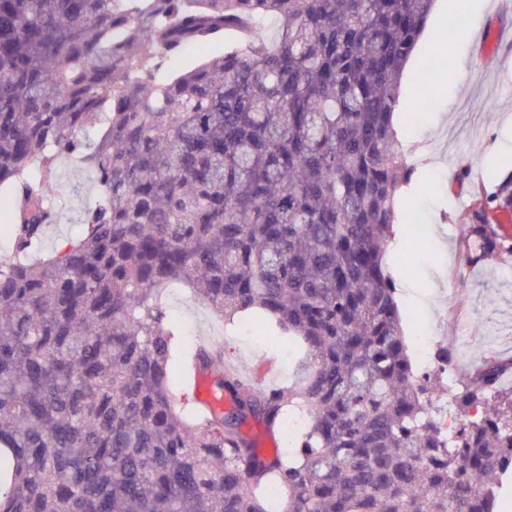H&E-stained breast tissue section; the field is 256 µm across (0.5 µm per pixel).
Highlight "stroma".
Returning <instances> with one entry per match:
<instances>
[{"label":"stroma","mask_w":512,"mask_h":512,"mask_svg":"<svg viewBox=\"0 0 512 512\" xmlns=\"http://www.w3.org/2000/svg\"><path fill=\"white\" fill-rule=\"evenodd\" d=\"M466 9L472 22L452 33L444 89L426 82L400 93L399 114L420 104L425 112L399 139L415 172L384 253L396 285L410 288L397 298L408 347L416 345V324L430 323L435 347H454L446 379L457 388L486 360L512 359V276L503 273L512 267V252L484 255L475 273L464 265L468 253L480 250L478 238L464 236L475 188L512 171V49L479 53L478 29L512 25V12L507 0H466ZM53 184L57 218L41 243L46 255L80 235L83 210L99 194L91 173L70 158L58 161ZM165 304L180 332L220 342L225 365L260 388L293 383L295 361L277 337L246 333L244 318L219 322L185 286L168 289Z\"/></svg>","instance_id":"obj_1"}]
</instances>
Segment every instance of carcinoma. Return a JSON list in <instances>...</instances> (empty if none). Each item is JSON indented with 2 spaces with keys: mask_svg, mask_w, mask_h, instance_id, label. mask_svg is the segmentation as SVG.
I'll use <instances>...</instances> for the list:
<instances>
[{
  "mask_svg": "<svg viewBox=\"0 0 512 512\" xmlns=\"http://www.w3.org/2000/svg\"><path fill=\"white\" fill-rule=\"evenodd\" d=\"M434 0H0V188L19 205L0 257V512H493L512 470L508 360L455 397L415 376L384 265L414 167L393 114ZM276 23L159 84L162 61ZM96 178L83 235L40 254L49 175ZM512 173L469 214L488 250ZM231 322L259 312L306 348L258 391L222 355L232 409L190 425L172 402L163 293ZM307 415L288 459L248 419Z\"/></svg>",
  "mask_w": 512,
  "mask_h": 512,
  "instance_id": "1",
  "label": "carcinoma"
}]
</instances>
